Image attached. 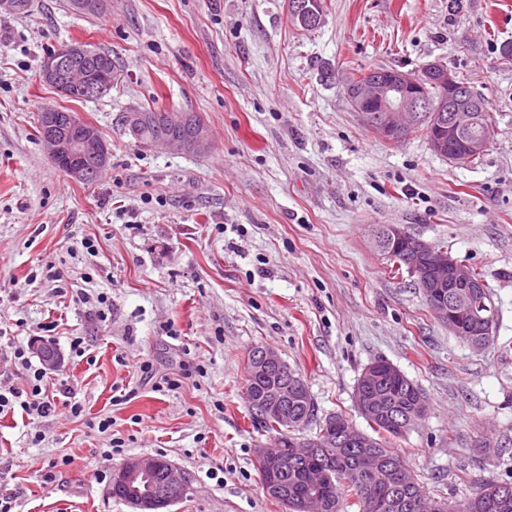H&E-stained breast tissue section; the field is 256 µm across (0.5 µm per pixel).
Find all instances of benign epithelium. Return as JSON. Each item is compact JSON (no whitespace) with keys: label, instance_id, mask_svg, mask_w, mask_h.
Here are the masks:
<instances>
[{"label":"benign epithelium","instance_id":"obj_1","mask_svg":"<svg viewBox=\"0 0 512 512\" xmlns=\"http://www.w3.org/2000/svg\"><path fill=\"white\" fill-rule=\"evenodd\" d=\"M287 2L291 18L299 25L318 26L323 22V13L311 8L307 0ZM89 62L93 63L95 72L105 68V61L89 54L88 48L81 44L58 47L43 58L40 76L60 94L71 84L92 97L98 93V88L80 81L82 75L79 74V70ZM422 74L426 82L438 89V99L434 104L419 93L417 76L396 68L372 79L345 83V95L361 122L375 126L378 134L390 141L402 140L412 129L426 125L430 131L429 148L436 154L447 155L451 143L456 144L455 158L460 162L482 152L485 142L470 136L471 127L480 118L481 100L464 91L446 64L430 63L422 69ZM174 122L176 131L158 138L155 145L192 153H202L210 148L209 131L201 118L183 113L177 115ZM41 140L46 151L63 163L76 180L86 178L82 164L86 154L91 153L101 159L107 156L106 144L95 126L86 124L73 136L62 129L61 120L54 110L41 114ZM391 242L403 243V258L409 269L421 271L419 286L434 313L446 318L460 309L470 315L471 326L466 335L470 336L473 346L486 347L491 317L480 315L487 305L484 295L477 291L481 282L475 279L471 268L447 250H439L393 225L379 234V245ZM33 350L47 368L53 369L58 365L59 353L48 343H36ZM380 374L381 369L373 364L361 375L356 405L365 417L377 412L376 397L370 395V388ZM250 375L260 379L275 376L285 380L297 387L298 399H309L308 390L293 376L278 351L270 346L255 351ZM263 404L265 412L274 417L281 427L295 429L302 424L303 415L289 406L288 401L276 391H269ZM347 443L360 448L371 447L369 438L346 421L315 438L299 442V447L313 452L317 448H334ZM308 483L316 491L298 500L297 512H325L329 498L321 490L331 484L329 472L322 468L311 470ZM113 486L124 491V502L135 512H170V507L186 495L188 479L170 462L154 456L134 457L127 459L115 472Z\"/></svg>","mask_w":512,"mask_h":512}]
</instances>
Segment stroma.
Segmentation results:
<instances>
[{"instance_id":"obj_1","label":"stroma","mask_w":512,"mask_h":512,"mask_svg":"<svg viewBox=\"0 0 512 512\" xmlns=\"http://www.w3.org/2000/svg\"><path fill=\"white\" fill-rule=\"evenodd\" d=\"M448 2L326 0L311 31L293 25L287 0L0 10V385L25 386L14 351L45 339L62 355L49 382L68 381L84 407L73 420L0 416V495L17 512H133L97 473L136 456L185 472L172 512H288L255 467V449L277 437L245 399L260 345L308 385L317 416L298 437L334 415L368 431L355 387L384 360L428 403L392 441L428 497L455 503L482 481H512V57L500 51L512 43V0H461L455 12ZM74 41L112 53L115 83L101 99L72 101L40 79L46 53ZM435 61L487 103L495 134L474 161L438 156L416 133L388 142L345 97L357 70ZM46 107L71 110L107 142L96 184L44 150ZM132 108L199 115L209 150L135 142L121 128ZM384 225L447 244L484 276L493 344L476 349L434 317L416 276L377 249ZM87 238L91 256L78 251ZM51 268L61 282L46 279ZM88 285L111 298L107 317L80 301ZM74 336L85 356L71 354ZM164 376L178 387L160 386ZM99 416L124 440L109 460L107 436L87 426Z\"/></svg>"}]
</instances>
